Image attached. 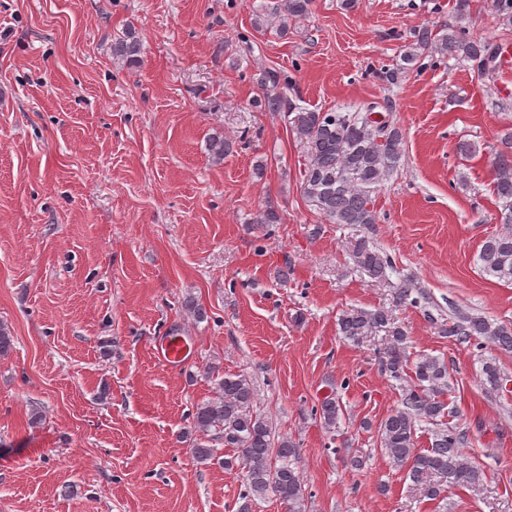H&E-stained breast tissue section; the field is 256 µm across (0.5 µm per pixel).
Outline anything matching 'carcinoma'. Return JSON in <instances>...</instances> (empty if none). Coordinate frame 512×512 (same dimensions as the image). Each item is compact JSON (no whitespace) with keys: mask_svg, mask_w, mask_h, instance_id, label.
I'll list each match as a JSON object with an SVG mask.
<instances>
[{"mask_svg":"<svg viewBox=\"0 0 512 512\" xmlns=\"http://www.w3.org/2000/svg\"><path fill=\"white\" fill-rule=\"evenodd\" d=\"M311 0H275L266 10L268 22L277 24L279 33H288V20L308 14ZM493 13L505 30L512 29V0H492ZM470 0H456V20L446 23L434 33L424 27L416 39L405 46L400 63L385 72V79L394 82L399 75L423 68L424 59L439 55L456 60H494L498 68L502 47L471 34L462 21L468 16ZM141 43L131 33L112 42V54L129 62H139ZM267 112L286 111L293 130L304 142L307 161L303 171L304 195L332 224L367 226L377 223L373 194L400 166L403 156L402 130L389 118H373L367 112H336L301 107L274 93L261 103ZM501 149L493 164V194L498 201V221L506 230L483 240L478 262L481 271L493 278L512 283V127L499 136ZM233 144L218 134L208 140V151L216 161ZM357 265L374 279L384 281L387 271L394 270V260L365 239L354 246ZM424 294L411 278L393 286V301L416 307ZM439 335L459 343L482 338L498 349L512 352V327L495 324L481 316L448 317L443 322L426 313ZM341 334L358 341L386 329L391 336L387 349L386 370L395 379L410 370L411 384L404 390L400 407L377 426L380 448L393 463L407 471L416 484L423 485L425 496L437 499L443 486L473 489L479 485L483 471L462 452L469 443L466 431L442 422L447 412L441 396L448 392V366L439 358L422 355L409 361L404 355L406 334L385 309L353 310L338 320ZM512 377L505 374L493 360L483 362L481 383L495 396L512 390ZM255 393L251 381L243 375L229 374L221 378L212 397L201 402L192 414L191 452L200 462L213 461L215 449L211 433L224 438L226 469L244 471L245 489L238 512H252L257 500L274 498L287 512H306L303 480L298 467L295 444L283 437L276 439L269 421L254 409ZM340 406L333 398L320 404L319 415L326 428H336ZM427 421L436 426L431 447L416 449V426Z\"/></svg>","mask_w":512,"mask_h":512,"instance_id":"1","label":"carcinoma"}]
</instances>
